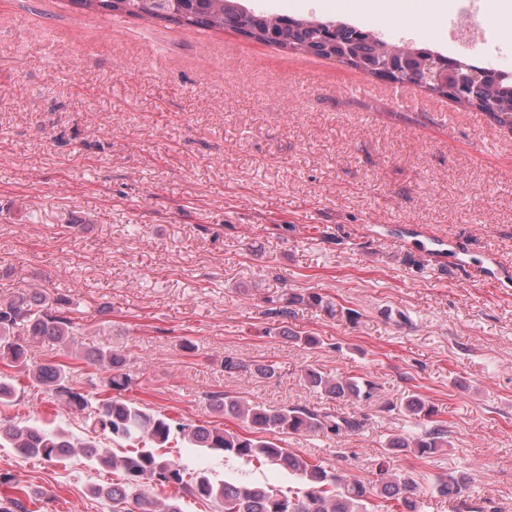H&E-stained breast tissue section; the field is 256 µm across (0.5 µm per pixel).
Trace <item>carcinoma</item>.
I'll use <instances>...</instances> for the list:
<instances>
[{"label": "carcinoma", "instance_id": "obj_1", "mask_svg": "<svg viewBox=\"0 0 512 512\" xmlns=\"http://www.w3.org/2000/svg\"><path fill=\"white\" fill-rule=\"evenodd\" d=\"M88 10L125 13L147 21H164L181 26L224 30V16L233 15L244 33L282 50L343 61L369 74L379 60H392L401 74L421 65L423 52L412 49L413 63L399 64L402 47L391 50L388 42L345 21H334L336 37H324L320 20L270 15L250 9L239 0H71ZM454 101L465 108L487 114L494 122L512 113V78L490 83L477 91L468 89ZM280 306L271 314L280 325L271 329L295 344L318 349L323 340L286 325L293 307L306 305L328 314L337 304L315 293H284ZM77 307L65 295L41 288H22L7 299L0 298V364L14 368L30 380L39 393L64 403L81 415L86 438L75 440L66 430L50 423L0 420V447L12 448L26 458L62 462L80 455L93 466L121 473L110 486L93 485L91 492L112 500L113 512H126L132 502L136 512H189L191 502H200L211 512H419L421 488L411 472L385 464L370 478H356L338 472L321 461L304 457L281 445L282 437L326 431L336 436L360 435L365 419L355 413L319 412L305 406L270 408L243 397L217 392L210 395L214 411L238 421V428L226 429L185 424L173 420L141 401L125 398L135 384L125 350L111 345L78 347ZM47 343L53 357L30 364L31 342ZM82 359L103 373V384L116 395L95 400L74 386L67 360ZM224 372H249L270 379L276 375L271 361L246 364L225 357ZM303 383L329 400L366 402L373 399L378 385L363 374L332 376L319 368L301 371ZM21 391L14 377L0 370V406L17 401ZM386 409L397 410L414 419L420 429L394 435L386 443L389 454L429 458L451 446L447 423L437 418L438 410L417 395ZM204 448L234 458L241 464L272 466L287 476V484L273 487L238 478L215 480L205 470H191L170 453L179 446ZM0 484L16 490V496L0 498V512H30L28 502L38 495L21 487L9 473H0ZM174 490L163 498L152 497L148 486ZM431 493L448 498L453 512H486L487 500L472 495L466 479L450 474L431 486Z\"/></svg>", "mask_w": 512, "mask_h": 512}]
</instances>
